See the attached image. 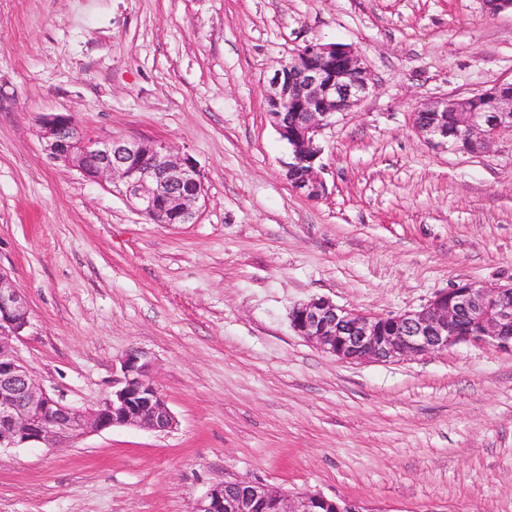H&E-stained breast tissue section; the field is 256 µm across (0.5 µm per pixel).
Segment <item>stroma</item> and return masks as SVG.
Wrapping results in <instances>:
<instances>
[{
    "instance_id": "obj_1",
    "label": "stroma",
    "mask_w": 512,
    "mask_h": 512,
    "mask_svg": "<svg viewBox=\"0 0 512 512\" xmlns=\"http://www.w3.org/2000/svg\"><path fill=\"white\" fill-rule=\"evenodd\" d=\"M310 41L353 47L371 90L319 137L325 192L285 177L263 88ZM512 79V10L482 0H0V269L16 346L64 403L98 405L131 350L177 425L0 452V512H192L244 478L368 512H512V353L459 343L348 363L291 327L327 297L373 315L512 283V133L431 146L420 103ZM49 113L161 141L206 189L157 224L50 159Z\"/></svg>"
}]
</instances>
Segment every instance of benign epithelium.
<instances>
[{"mask_svg": "<svg viewBox=\"0 0 512 512\" xmlns=\"http://www.w3.org/2000/svg\"><path fill=\"white\" fill-rule=\"evenodd\" d=\"M371 74L350 46L312 41L280 63L265 89L267 114L286 142L291 161L286 177L293 190L317 199L325 191L315 165L319 135L332 117L369 93ZM296 107L293 123L284 113ZM455 132H448V113ZM416 132L428 143L482 153L512 131V81L471 97L447 96L414 112ZM40 139L49 157L95 181L120 185L137 210L157 224H193L205 199L197 164L163 142L88 135L66 114H48ZM482 317L478 329L459 324L461 315ZM294 331L322 352L346 362H393L466 342L512 352V283L489 287L456 284L425 306L400 315L376 316L314 297L292 311ZM30 326L22 292L0 272V449L65 447L88 432L113 427L168 431L176 425L167 401L149 374L141 350L122 359L123 377L97 407L82 410L51 396L36 382L13 344ZM362 512L349 500L320 493L289 494L237 478L211 486L192 512Z\"/></svg>", "mask_w": 512, "mask_h": 512, "instance_id": "obj_1", "label": "benign epithelium"}]
</instances>
